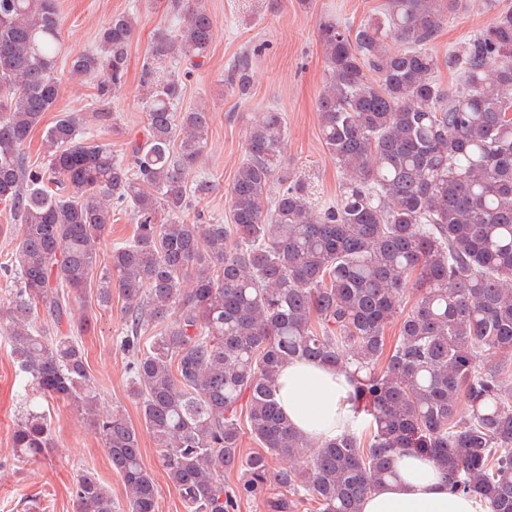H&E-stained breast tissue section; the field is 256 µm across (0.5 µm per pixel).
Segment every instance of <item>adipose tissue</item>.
Listing matches in <instances>:
<instances>
[{
  "instance_id": "1",
  "label": "adipose tissue",
  "mask_w": 512,
  "mask_h": 512,
  "mask_svg": "<svg viewBox=\"0 0 512 512\" xmlns=\"http://www.w3.org/2000/svg\"><path fill=\"white\" fill-rule=\"evenodd\" d=\"M277 386L282 413L303 435L331 438L350 425L349 373L293 361L281 370ZM392 468L393 477L365 496L361 512H483L473 497L449 494L445 471L431 459L400 452Z\"/></svg>"
}]
</instances>
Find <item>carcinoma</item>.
Masks as SVG:
<instances>
[{
    "label": "carcinoma",
    "instance_id": "carcinoma-1",
    "mask_svg": "<svg viewBox=\"0 0 512 512\" xmlns=\"http://www.w3.org/2000/svg\"><path fill=\"white\" fill-rule=\"evenodd\" d=\"M483 5L494 20L448 47V85L432 46L467 0H385L355 28L321 22L330 78L317 115L344 175L336 204L312 206L285 161L284 118L267 107L247 132L222 224L199 211L182 219L215 190L191 178L212 112L177 111L181 79L149 64L148 134L128 161L66 114L45 131L47 164L31 162L25 145L58 100V63L99 78L96 96L109 102L134 18L112 15L98 49L73 52L55 0H0V203L19 222L0 268L20 280L0 337L24 379L16 456L37 463L51 447L43 402L72 404L127 498L123 511L86 472L78 512H157L139 430L120 409L94 412L82 345L39 321L71 319L100 266L96 302L109 307L114 285L122 293L130 393L186 512H236L243 497L270 512H360L406 450L443 467L449 492L512 512V10ZM214 25L195 0L178 28H157L152 56L198 67ZM230 81L248 93L246 61ZM114 204L131 209L135 229L103 267ZM293 361L350 371L345 434L314 441L288 424L277 379ZM302 456V468L274 467Z\"/></svg>",
    "mask_w": 512,
    "mask_h": 512
}]
</instances>
